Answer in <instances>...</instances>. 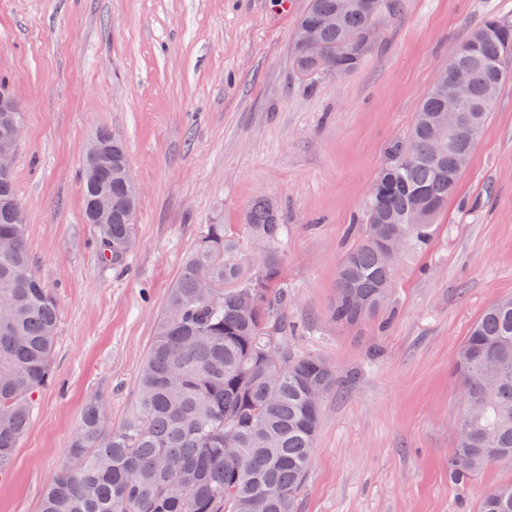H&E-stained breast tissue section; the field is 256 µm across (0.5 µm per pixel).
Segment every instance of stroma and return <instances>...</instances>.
<instances>
[{
  "label": "stroma",
  "instance_id": "obj_1",
  "mask_svg": "<svg viewBox=\"0 0 512 512\" xmlns=\"http://www.w3.org/2000/svg\"><path fill=\"white\" fill-rule=\"evenodd\" d=\"M306 0H0V85L24 128L14 180L34 270L59 306L54 381L0 474V512H39L84 403L110 427L137 401L154 325L206 225L256 268L242 222L279 208L291 344L354 372L323 404L295 512H477L512 461L466 487L448 480L462 406L455 353L494 300L512 296V78L437 219L427 250L396 268L388 325H336L328 310L344 230L361 214L389 143L470 30L512 19V0H403L363 64L300 78L289 46ZM106 128L142 188L124 267L104 263L83 217L85 148Z\"/></svg>",
  "mask_w": 512,
  "mask_h": 512
}]
</instances>
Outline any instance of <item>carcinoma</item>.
I'll return each mask as SVG.
<instances>
[{"mask_svg":"<svg viewBox=\"0 0 512 512\" xmlns=\"http://www.w3.org/2000/svg\"><path fill=\"white\" fill-rule=\"evenodd\" d=\"M402 0H307L290 47L296 73L314 79L343 77L371 54L374 23L396 15ZM341 10L336 27H324L311 47L301 33L323 15ZM468 71L472 95L456 126L448 155L433 153L435 119L448 98L432 84L414 113L407 137L389 144L376 177L382 193L365 202L353 239L336 275L330 319L350 328L380 315L393 318L395 271L380 258L382 235L426 248L436 217L455 196L470 154L490 118L502 84L512 77V21L491 17L461 42L448 66ZM110 158L97 174L83 171L84 215L104 201L110 220L93 225L101 257L121 265L136 238L140 192L126 150L111 131L95 135ZM12 175L0 176V473L32 423L35 397L52 379L59 323L56 300L32 269L26 224L15 216ZM429 212L409 223L418 205ZM245 227L265 244L256 271L246 276L226 260L232 247L222 224H209L186 257L155 323L138 378L136 410L120 428L107 426L97 398L86 401L69 447L70 462L46 489L40 512H294L309 471L321 406L307 397L310 385L325 395L348 378L324 359L288 345L287 294L281 288L287 231L275 205L256 199ZM282 373L269 399L267 354ZM453 374L475 407L457 430L448 476L464 485L498 460H512V297L489 304L458 349ZM236 448L230 458L224 449ZM478 512H512V482L488 490Z\"/></svg>","mask_w":512,"mask_h":512,"instance_id":"cac0c4a2","label":"carcinoma"}]
</instances>
